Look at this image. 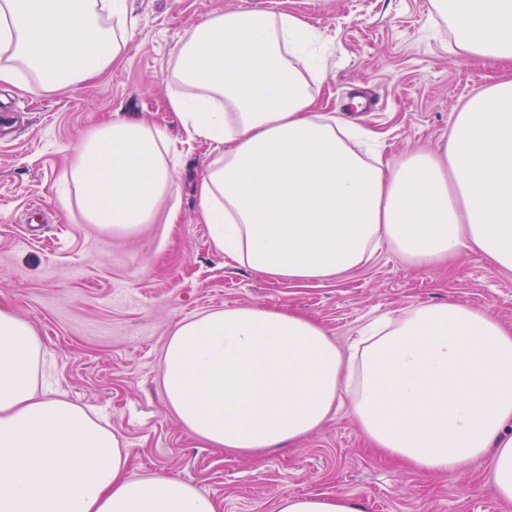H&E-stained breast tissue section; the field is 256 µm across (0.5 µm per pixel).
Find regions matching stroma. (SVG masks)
<instances>
[{
	"instance_id": "stroma-1",
	"label": "stroma",
	"mask_w": 512,
	"mask_h": 512,
	"mask_svg": "<svg viewBox=\"0 0 512 512\" xmlns=\"http://www.w3.org/2000/svg\"><path fill=\"white\" fill-rule=\"evenodd\" d=\"M282 2L320 35L324 111L365 130L387 160L436 148L457 109L504 71L459 56L432 0ZM272 5L128 0L133 30L103 76L71 92L0 86V307L37 331L54 387L105 418L128 452L130 476L191 484L216 512H274L282 497L329 492L364 512H512L488 490L485 463L451 474L408 470L372 449L344 409L292 445L246 454L194 437L166 403L169 336L213 310L290 309L341 347L371 318L418 305L455 301L512 322V271L472 252L433 267L384 247L338 278L302 286L270 281L213 248L196 207L213 151L187 142L169 106L174 52L213 13ZM117 112L182 141L177 223L112 233L86 223L76 200L61 202L74 148Z\"/></svg>"
}]
</instances>
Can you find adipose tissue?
<instances>
[{
    "instance_id": "obj_1",
    "label": "adipose tissue",
    "mask_w": 512,
    "mask_h": 512,
    "mask_svg": "<svg viewBox=\"0 0 512 512\" xmlns=\"http://www.w3.org/2000/svg\"><path fill=\"white\" fill-rule=\"evenodd\" d=\"M458 53L512 64V0H435ZM127 0H0V83L67 91L119 58ZM316 33L288 10L208 16L175 52L169 97L188 139L217 145L196 187L215 249L278 282H324L381 246L416 265L461 251L512 271V77L472 94L435 152L367 163L357 132L320 111ZM180 151L127 114L76 148L66 181L86 223L134 231L176 194ZM44 348L0 309V512H215L193 486L133 478L111 430L41 381ZM165 398L214 448L267 451L348 408L374 447L412 470L488 463L512 502V323L458 302L387 316L339 347L316 321L272 307L179 323ZM275 512H362L351 497L288 496Z\"/></svg>"
}]
</instances>
